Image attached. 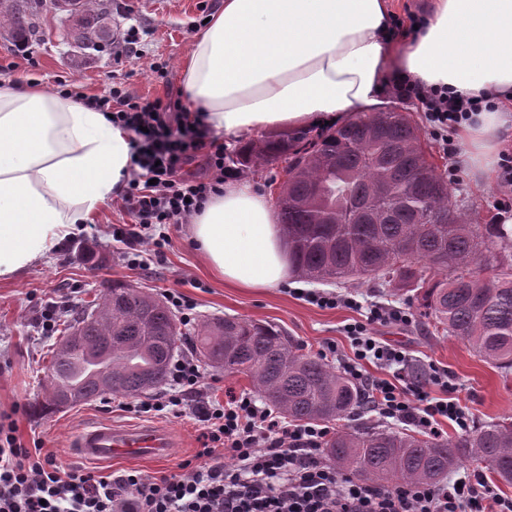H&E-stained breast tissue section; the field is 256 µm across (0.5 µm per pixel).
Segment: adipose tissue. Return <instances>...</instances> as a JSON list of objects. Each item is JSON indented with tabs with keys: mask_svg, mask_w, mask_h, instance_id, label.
<instances>
[{
	"mask_svg": "<svg viewBox=\"0 0 512 512\" xmlns=\"http://www.w3.org/2000/svg\"><path fill=\"white\" fill-rule=\"evenodd\" d=\"M392 0H224L180 64L186 111L225 138L341 124L380 105L403 70L469 97L512 99V0H429L423 34L390 32ZM512 113L485 112L460 130L456 156L487 182ZM131 133L76 97L0 79V279L49 256L123 189ZM190 234L210 270L238 288L288 281V246L270 201L227 182Z\"/></svg>",
	"mask_w": 512,
	"mask_h": 512,
	"instance_id": "adipose-tissue-1",
	"label": "adipose tissue"
}]
</instances>
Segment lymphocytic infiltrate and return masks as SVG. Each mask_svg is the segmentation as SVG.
Here are the masks:
<instances>
[{"label": "lymphocytic infiltrate", "mask_w": 512, "mask_h": 512, "mask_svg": "<svg viewBox=\"0 0 512 512\" xmlns=\"http://www.w3.org/2000/svg\"><path fill=\"white\" fill-rule=\"evenodd\" d=\"M386 89L420 103L433 138L451 155L457 150L452 137L457 125L499 108L493 98L428 88L400 72L392 73ZM92 104L132 134L133 169L121 200L135 222L113 228L112 236L130 246L127 258L136 265L135 243L165 246L169 227L188 223L239 172L228 164L223 142L202 114L191 116L178 104L135 97L118 87ZM195 159L202 160L203 175L185 177V165ZM410 321L403 309L374 305L365 321L346 324L353 354L343 359L344 374L364 387L383 419L434 437L448 421L468 430L471 416L447 372L432 371L421 382L407 378L405 352L369 330L373 323ZM370 364L382 369V376L370 375ZM167 385L162 395L133 410L177 414L184 401L193 400L203 464L160 478L69 470L26 448L14 420L0 415V512H512V498L495 493L479 470L457 485L378 486L338 474L323 459L328 428L280 420L249 393L222 403L209 400L204 372L192 358L172 361Z\"/></svg>", "instance_id": "obj_1"}]
</instances>
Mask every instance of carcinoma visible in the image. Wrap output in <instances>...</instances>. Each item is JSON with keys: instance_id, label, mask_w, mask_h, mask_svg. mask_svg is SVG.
Instances as JSON below:
<instances>
[{"instance_id": "carcinoma-1", "label": "carcinoma", "mask_w": 512, "mask_h": 512, "mask_svg": "<svg viewBox=\"0 0 512 512\" xmlns=\"http://www.w3.org/2000/svg\"><path fill=\"white\" fill-rule=\"evenodd\" d=\"M69 10L83 44L112 39L106 12L87 0ZM37 0H0V14L24 37L36 33ZM288 163L276 199L292 272L314 282L385 283L416 292L421 316L503 377L512 374V250L489 224H474L428 160L420 133L397 112H369L310 139L270 133L231 160L242 168ZM183 344L171 308L121 281L79 310L51 352L43 399L50 414L105 393L135 396L164 386ZM197 358L244 374L254 392L291 421L332 422L367 404L355 381L302 352L271 325L238 317L204 321ZM330 459L363 481L437 482L466 460L512 484V418L484 422L454 438L424 439L374 427L336 430Z\"/></svg>"}]
</instances>
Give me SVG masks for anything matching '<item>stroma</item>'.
Listing matches in <instances>:
<instances>
[{
	"label": "stroma",
	"instance_id": "1",
	"mask_svg": "<svg viewBox=\"0 0 512 512\" xmlns=\"http://www.w3.org/2000/svg\"><path fill=\"white\" fill-rule=\"evenodd\" d=\"M223 6V0H107L113 34L130 33L141 54L118 55L116 48H81L68 33L63 12L41 6L37 33L32 37L33 61L14 50L17 38L0 17V78L56 90L58 82L70 81L76 92L92 97L120 83L133 95L150 99L180 100L181 61L192 47V35L206 16ZM451 191L461 200L473 223H490L496 184L474 185L467 170H460ZM120 199H112L96 219L102 235L92 258L73 239H66L49 259L32 265L18 276L0 279V413L15 420L19 439L25 445L41 442L64 467H71L76 432L96 420L119 424H152L170 429L178 446L160 461L117 460L103 465V473L122 474L130 469L161 477L178 474L185 461L195 460L202 448L199 425L192 412L181 416L136 415L126 411L122 395L104 394L95 400L40 413L36 405L44 392L45 372L58 336L40 335L37 320L45 302L62 303V322L75 310L98 299L106 282L119 280L164 295L176 290L195 307L194 324L184 326L185 341H192L197 322L224 315L271 324L290 336L304 351L318 354L327 347L350 354L344 327L361 319V312L341 306L321 309L289 293L287 287L235 288L210 271L187 225L169 230L170 242L160 251H143V262L128 264L123 243L113 240L115 224L132 223ZM332 292L363 303H382L412 313L409 325H372L385 342L406 351L409 368L447 370L459 386V395L473 420L492 421L512 416V378L504 379L492 364L476 356L460 340L434 331L417 317V303L392 295L390 289L366 283L358 287L332 285Z\"/></svg>",
	"mask_w": 512,
	"mask_h": 512
}]
</instances>
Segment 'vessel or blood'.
I'll return each mask as SVG.
<instances>
[{"instance_id":"1","label":"vessel or blood","mask_w":512,"mask_h":512,"mask_svg":"<svg viewBox=\"0 0 512 512\" xmlns=\"http://www.w3.org/2000/svg\"><path fill=\"white\" fill-rule=\"evenodd\" d=\"M174 444L172 432L165 428L118 425L108 421H97L81 428L73 440L79 458L90 463L135 455L160 458Z\"/></svg>"}]
</instances>
